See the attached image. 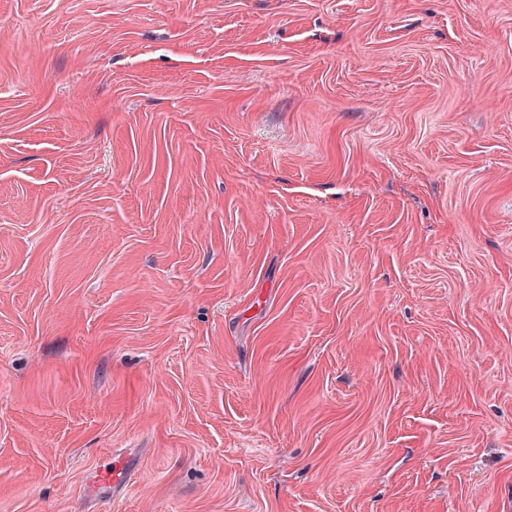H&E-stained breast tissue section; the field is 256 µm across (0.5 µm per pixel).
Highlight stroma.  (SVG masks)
Segmentation results:
<instances>
[{
  "mask_svg": "<svg viewBox=\"0 0 512 512\" xmlns=\"http://www.w3.org/2000/svg\"><path fill=\"white\" fill-rule=\"evenodd\" d=\"M0 512H512V0H0ZM134 471L131 457L127 454L105 458L104 463L90 476L87 492L96 497H104L112 489V494L124 488L131 480Z\"/></svg>",
  "mask_w": 512,
  "mask_h": 512,
  "instance_id": "obj_1",
  "label": "stroma"
}]
</instances>
